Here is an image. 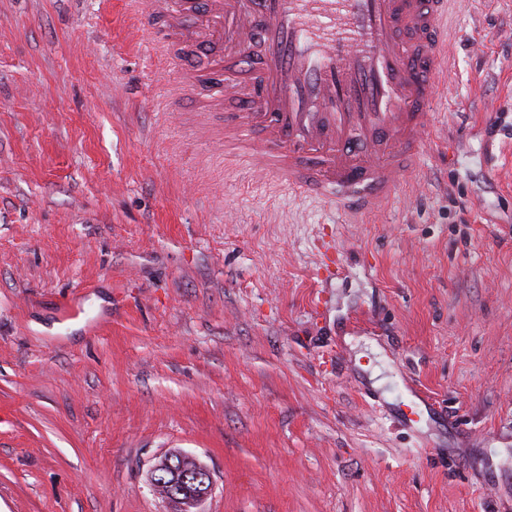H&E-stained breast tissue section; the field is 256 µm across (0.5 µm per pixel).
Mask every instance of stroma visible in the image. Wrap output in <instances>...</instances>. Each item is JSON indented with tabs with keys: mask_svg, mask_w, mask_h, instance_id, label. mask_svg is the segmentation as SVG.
Masks as SVG:
<instances>
[{
	"mask_svg": "<svg viewBox=\"0 0 512 512\" xmlns=\"http://www.w3.org/2000/svg\"><path fill=\"white\" fill-rule=\"evenodd\" d=\"M449 26L349 224L165 115L129 0H0V512H163L174 448L204 512H512V0ZM169 461H166V459L162 457L152 468L150 475L152 490L158 496L157 491L163 486V482L169 480L168 487H170L171 492L165 494L162 499V503L167 507L166 511L178 512L176 506L179 505L180 502H187L197 508L195 510L196 512H203L200 507L212 494L214 489L213 477L209 469L203 468L197 470L205 467V465L195 456L178 451L170 453ZM161 462H163V464H161ZM164 465L168 466L166 471L169 475L164 476L161 481H158L157 478L163 475L160 468H163ZM172 466L182 473L197 471L193 474L192 479H188L183 474L179 475Z\"/></svg>",
	"mask_w": 512,
	"mask_h": 512,
	"instance_id": "stroma-1",
	"label": "stroma"
}]
</instances>
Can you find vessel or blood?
Returning a JSON list of instances; mask_svg holds the SVG:
<instances>
[{"label": "vessel or blood", "mask_w": 512, "mask_h": 512, "mask_svg": "<svg viewBox=\"0 0 512 512\" xmlns=\"http://www.w3.org/2000/svg\"><path fill=\"white\" fill-rule=\"evenodd\" d=\"M451 0H149L138 16L174 72L167 105L254 172L361 223L423 144L448 70Z\"/></svg>", "instance_id": "obj_1"}]
</instances>
